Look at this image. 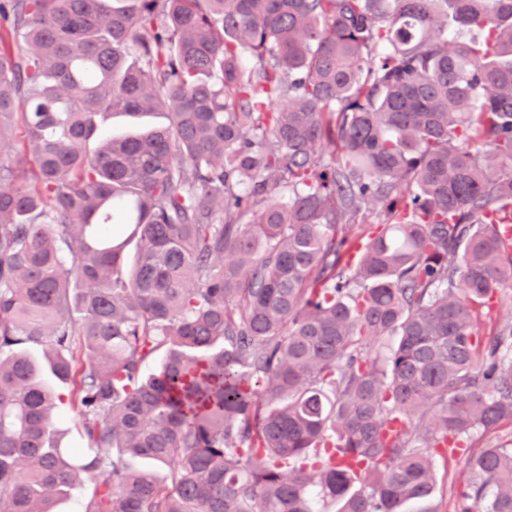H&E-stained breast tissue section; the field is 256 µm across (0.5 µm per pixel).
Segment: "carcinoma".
Returning a JSON list of instances; mask_svg holds the SVG:
<instances>
[{"mask_svg": "<svg viewBox=\"0 0 512 512\" xmlns=\"http://www.w3.org/2000/svg\"><path fill=\"white\" fill-rule=\"evenodd\" d=\"M0 148V512H512V0H0ZM166 119L162 113H153L140 118L134 122L123 115H114L102 121L98 126V139H106L113 136H119L134 131L138 126L165 122ZM510 317L512 318V288H510L509 284H506L502 289L501 298L494 301L487 316L482 317L480 325L482 334H490L500 323L508 320ZM46 380L52 384L58 395H61L62 402L57 401L56 412L62 418L61 429L63 430L61 445L69 448H79L84 444L81 438V419L70 403L69 387L65 384H58L50 375ZM512 442V422H502L496 429L475 431L468 442L471 451ZM437 486L431 498L414 501L404 506L405 512H421L437 509L439 512H454L458 493L463 489L466 478L464 457L437 458Z\"/></svg>", "mask_w": 512, "mask_h": 512, "instance_id": "obj_1", "label": "carcinoma"}]
</instances>
